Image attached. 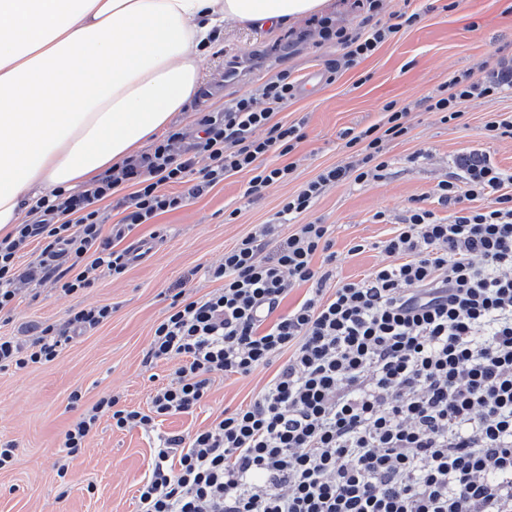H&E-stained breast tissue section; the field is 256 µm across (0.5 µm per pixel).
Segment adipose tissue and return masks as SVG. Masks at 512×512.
I'll return each mask as SVG.
<instances>
[{
	"label": "adipose tissue",
	"instance_id": "1",
	"mask_svg": "<svg viewBox=\"0 0 512 512\" xmlns=\"http://www.w3.org/2000/svg\"><path fill=\"white\" fill-rule=\"evenodd\" d=\"M326 0H0V237L186 111L216 31L275 29Z\"/></svg>",
	"mask_w": 512,
	"mask_h": 512
}]
</instances>
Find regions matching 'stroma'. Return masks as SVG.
Here are the masks:
<instances>
[{
    "instance_id": "stroma-1",
    "label": "stroma",
    "mask_w": 512,
    "mask_h": 512,
    "mask_svg": "<svg viewBox=\"0 0 512 512\" xmlns=\"http://www.w3.org/2000/svg\"><path fill=\"white\" fill-rule=\"evenodd\" d=\"M386 0V13L410 7L422 20L353 66H340V51L320 44L309 17L270 29L227 26L211 49L190 111L174 116L170 131L193 132L205 113L267 81L282 70L306 78L312 70H340L334 82H323L299 94L282 111L283 119L304 121L305 138L294 156L299 164L287 183L262 196L248 195L247 174L229 177L205 195L188 200L154 223L138 226L134 244L149 247L119 278L101 275L94 287L66 296L51 284H30L16 299L12 319L0 334L22 336L26 326L63 324L73 308L108 305L111 317L78 337L50 363L0 371V440L15 445L12 466L0 470V512H136L139 481L151 461L154 441L141 430L113 429L101 417L86 450L68 456L65 431L80 409L90 408L106 393L121 395L132 408L147 409L155 388L174 377L177 361L148 362L153 327L166 315L174 286L188 280L203 295L216 284L208 268L225 249L254 225L272 220L281 201L324 168L346 162L341 134L380 122L383 107L394 101L413 104L411 131L386 146V176L364 185L343 183L328 188L301 223L331 225L335 249L343 260L340 278H360L384 260L376 249L350 254L352 242L385 239L413 199L432 197L457 158L479 150L501 168L512 170V139H485L479 128L494 114L512 113V93L472 101L468 124L452 127L435 114L417 108V101L446 89L450 79L466 70L491 69L498 49L512 45V0ZM385 213V222L375 220ZM272 369L246 378L216 377L206 401L189 415L165 418L164 432H192L209 425L224 408L249 402ZM81 392L80 409L70 395ZM66 478H59V468Z\"/></svg>"
}]
</instances>
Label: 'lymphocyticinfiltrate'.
<instances>
[{"instance_id":"lymphocytic-infiltrate-1","label":"lymphocytic infiltrate","mask_w":512,"mask_h":512,"mask_svg":"<svg viewBox=\"0 0 512 512\" xmlns=\"http://www.w3.org/2000/svg\"><path fill=\"white\" fill-rule=\"evenodd\" d=\"M355 8L352 30L316 20L347 66L422 18L380 20V0ZM299 88L281 72L204 115L192 140L172 133L87 186L37 199L30 222L0 238V321L23 284L69 295L124 274L136 253L123 240L186 197L242 172L251 195L287 182L296 165L286 157L305 132L279 114ZM511 89L504 62L482 80L461 72L420 104L459 126L471 101ZM410 111L392 101L380 123L346 129L352 161L323 169L225 250L208 270L219 289L173 295L147 358L179 360L175 382L145 412L101 396L66 430L68 455L82 453L102 416L155 433L159 418L200 406L215 377L272 365L249 403L195 432L157 435L138 512H512V172L480 152L459 158L434 190L447 217L415 200L377 244L387 263L359 279L337 278L329 225L299 221L327 187L382 179L385 144L409 134ZM112 198L124 209L116 225L103 206ZM34 244L40 252L26 260ZM300 286L303 298L282 310ZM111 315L108 305L73 309L65 328L33 324L24 342L0 336V371L54 361Z\"/></svg>"}]
</instances>
